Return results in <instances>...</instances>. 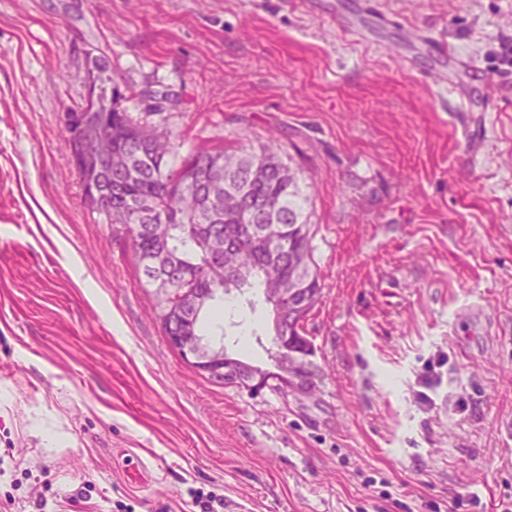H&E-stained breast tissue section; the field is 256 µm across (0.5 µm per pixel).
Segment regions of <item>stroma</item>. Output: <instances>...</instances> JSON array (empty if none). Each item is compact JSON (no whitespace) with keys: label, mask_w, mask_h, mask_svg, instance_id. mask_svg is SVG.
<instances>
[{"label":"stroma","mask_w":512,"mask_h":512,"mask_svg":"<svg viewBox=\"0 0 512 512\" xmlns=\"http://www.w3.org/2000/svg\"><path fill=\"white\" fill-rule=\"evenodd\" d=\"M92 54L177 158L272 140L298 168L314 397L167 343L62 132ZM224 311L269 367L270 305ZM509 425L512 0H0V512H495Z\"/></svg>","instance_id":"35a3bbf8"}]
</instances>
